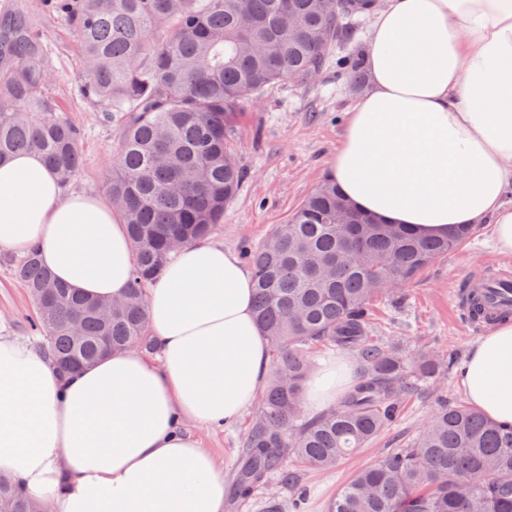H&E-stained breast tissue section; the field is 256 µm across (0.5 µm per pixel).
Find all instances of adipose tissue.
Returning <instances> with one entry per match:
<instances>
[{
  "label": "adipose tissue",
  "mask_w": 512,
  "mask_h": 512,
  "mask_svg": "<svg viewBox=\"0 0 512 512\" xmlns=\"http://www.w3.org/2000/svg\"><path fill=\"white\" fill-rule=\"evenodd\" d=\"M369 91L354 105L330 180L362 213L422 236L489 224L512 254V0H389L372 18ZM37 248L78 292L122 297L133 271L110 205L65 191L37 152L0 164V250ZM250 271L223 243L179 249L147 293L154 354L113 352L61 372L0 325V477L50 512H224V476L183 429L229 425L268 367ZM468 400L512 423V322L469 351ZM349 382L326 362L307 405Z\"/></svg>",
  "instance_id": "obj_1"
}]
</instances>
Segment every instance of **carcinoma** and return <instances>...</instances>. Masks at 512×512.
Returning <instances> with one entry per match:
<instances>
[{
    "label": "carcinoma",
    "instance_id": "cac0c4a2",
    "mask_svg": "<svg viewBox=\"0 0 512 512\" xmlns=\"http://www.w3.org/2000/svg\"><path fill=\"white\" fill-rule=\"evenodd\" d=\"M371 0H46L78 37L80 91L124 113L120 150L107 178L112 209L126 224L133 272L112 317L99 300L59 280L31 249L12 265L35 305L33 330L56 363L91 364L114 351L150 349L146 288L172 250L214 232L248 175L232 145L235 119L265 89L313 80L328 67L354 90L364 58L346 53ZM34 19L0 20V163L36 151L69 184L81 167V131L47 92ZM345 198L319 184L258 246L242 253L252 269L254 315L269 346L271 376L243 441L235 494L246 498L271 473L298 491L286 459L328 470L368 445L402 414L405 401L437 381L445 359L408 366L397 346L371 335L370 306L413 282L474 233L417 236L394 224L336 223ZM347 351L361 376L339 406L307 417L312 350ZM13 512L38 506L0 479ZM329 512H512V425L440 400L417 441L391 448L358 470Z\"/></svg>",
    "mask_w": 512,
    "mask_h": 512
}]
</instances>
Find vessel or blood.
<instances>
[{
    "label": "vessel or blood",
    "mask_w": 512,
    "mask_h": 512,
    "mask_svg": "<svg viewBox=\"0 0 512 512\" xmlns=\"http://www.w3.org/2000/svg\"><path fill=\"white\" fill-rule=\"evenodd\" d=\"M452 303L464 328L472 332L512 316V266L491 265L455 280Z\"/></svg>",
    "instance_id": "b4317fda"
}]
</instances>
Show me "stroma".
I'll return each mask as SVG.
<instances>
[{
	"label": "stroma",
	"mask_w": 512,
	"mask_h": 512,
	"mask_svg": "<svg viewBox=\"0 0 512 512\" xmlns=\"http://www.w3.org/2000/svg\"><path fill=\"white\" fill-rule=\"evenodd\" d=\"M16 9L33 16L43 61L52 73L48 91L59 101L65 118L81 131L83 164L70 187L107 199L105 172L119 151L122 120L107 117L105 107L82 96L78 82L82 58L77 37L66 21L42 11L40 0H0V17ZM359 97L332 67L315 82L286 80L265 90L238 120L234 149L248 179L225 208L215 239L237 253L242 245L262 243L276 225L285 223L325 180L348 114ZM491 230V225H479L468 242L432 262L414 283L397 290L394 300L374 303V335L399 346L410 361L433 354L454 357L457 365L464 362L477 338L459 323L448 283L471 270L504 261V254L493 247ZM14 259V254L0 252V318L14 334L29 337L34 303L12 275ZM457 365L443 372L439 387L416 391L402 417L355 456L330 470L299 467L300 482L308 491L304 512H328L331 500L356 470L377 462L387 449L415 441L438 397L465 401ZM253 416V411H246L236 423L222 427L184 425L215 456L226 485L236 480L242 442ZM292 495L291 488L273 475L248 498L226 497L224 512H294Z\"/></svg>",
	"instance_id": "obj_1"
}]
</instances>
